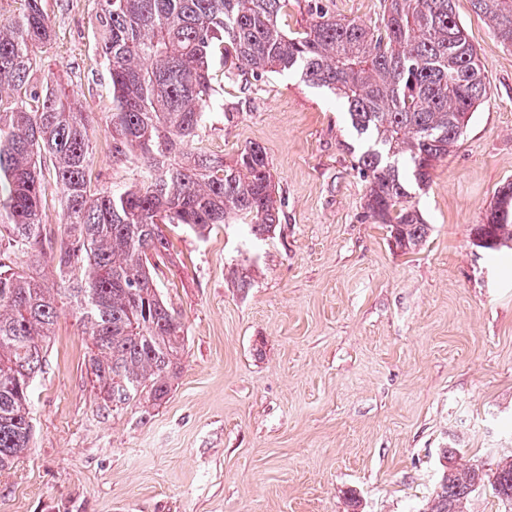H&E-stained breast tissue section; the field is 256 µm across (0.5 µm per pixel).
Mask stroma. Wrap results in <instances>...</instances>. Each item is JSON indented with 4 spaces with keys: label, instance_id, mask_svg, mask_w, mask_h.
<instances>
[{
    "label": "stroma",
    "instance_id": "obj_1",
    "mask_svg": "<svg viewBox=\"0 0 512 512\" xmlns=\"http://www.w3.org/2000/svg\"><path fill=\"white\" fill-rule=\"evenodd\" d=\"M54 31L32 77L91 113V186L120 192L146 161L112 152L94 0H42ZM456 11L489 83L458 148L412 202L429 225L395 249L364 209L354 137L328 91L274 73L227 80L193 143L233 164L262 146L280 222L205 236L166 226L161 292L182 317L181 371L159 404L113 408L91 343L63 312L32 384L33 436L0 472V512H422L443 449L512 456V249L472 230L512 181V50L470 0ZM247 286H240V279Z\"/></svg>",
    "mask_w": 512,
    "mask_h": 512
}]
</instances>
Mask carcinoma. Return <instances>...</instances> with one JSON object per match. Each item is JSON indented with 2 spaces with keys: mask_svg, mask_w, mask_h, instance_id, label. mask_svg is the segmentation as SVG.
Masks as SVG:
<instances>
[{
  "mask_svg": "<svg viewBox=\"0 0 512 512\" xmlns=\"http://www.w3.org/2000/svg\"><path fill=\"white\" fill-rule=\"evenodd\" d=\"M0 21V471L30 447L29 394L43 350L69 307L91 339L90 369L115 406L163 401L181 369L184 331L158 285L169 255L163 226L202 236L215 224L249 221L261 238L280 223L263 147L234 165L190 146L216 94L212 67L221 47L224 77L298 73L347 105L361 141L355 168L367 181L365 209L409 251L429 231L408 204L439 162L460 144L487 98V77L455 0H385L374 26L338 19L307 0L309 19L286 33L277 18L288 0H96L97 49L112 82L113 149L147 160L141 184L95 190L88 113L58 84L34 90L39 49L53 37L41 0ZM512 49V0H471ZM52 163L63 199L62 236L52 241L42 209V161ZM485 249L512 243V206L487 232ZM55 269L49 283L35 272ZM442 452V472L424 512H463L496 480L494 497L512 512V458L487 471Z\"/></svg>",
  "mask_w": 512,
  "mask_h": 512,
  "instance_id": "carcinoma-1",
  "label": "carcinoma"
}]
</instances>
